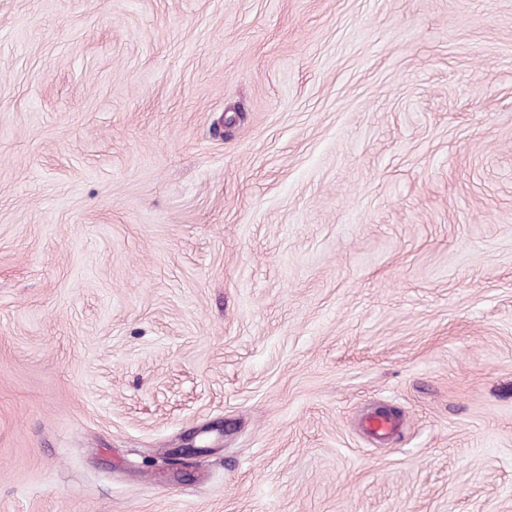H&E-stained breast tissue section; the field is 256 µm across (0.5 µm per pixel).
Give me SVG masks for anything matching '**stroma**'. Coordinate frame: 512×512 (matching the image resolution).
Instances as JSON below:
<instances>
[{"mask_svg": "<svg viewBox=\"0 0 512 512\" xmlns=\"http://www.w3.org/2000/svg\"><path fill=\"white\" fill-rule=\"evenodd\" d=\"M0 512H512V0H0ZM399 424V419L392 414L373 413L366 417L363 427L369 437L382 442L396 433Z\"/></svg>", "mask_w": 512, "mask_h": 512, "instance_id": "obj_1", "label": "stroma"}]
</instances>
